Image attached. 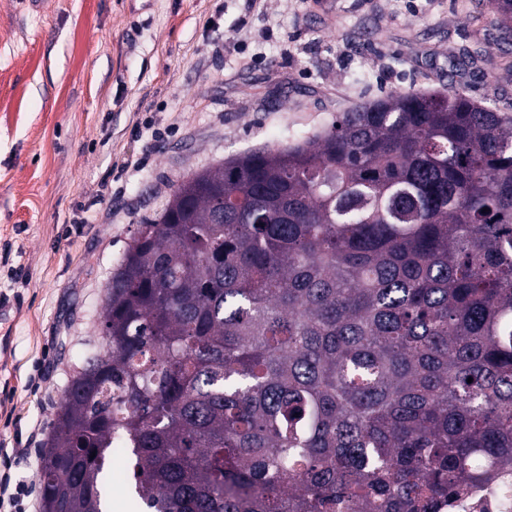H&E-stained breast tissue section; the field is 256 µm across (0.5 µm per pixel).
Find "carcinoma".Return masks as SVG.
Here are the masks:
<instances>
[{
    "label": "carcinoma",
    "instance_id": "cac0c4a2",
    "mask_svg": "<svg viewBox=\"0 0 512 512\" xmlns=\"http://www.w3.org/2000/svg\"><path fill=\"white\" fill-rule=\"evenodd\" d=\"M102 336L43 512H112L116 435L132 512H432L512 462V113L395 91L180 180Z\"/></svg>",
    "mask_w": 512,
    "mask_h": 512
}]
</instances>
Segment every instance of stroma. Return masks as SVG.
I'll return each mask as SVG.
<instances>
[{
  "mask_svg": "<svg viewBox=\"0 0 512 512\" xmlns=\"http://www.w3.org/2000/svg\"><path fill=\"white\" fill-rule=\"evenodd\" d=\"M452 86L512 112L489 0H0V466L30 512L23 451L102 353L105 287L173 184Z\"/></svg>",
  "mask_w": 512,
  "mask_h": 512,
  "instance_id": "stroma-1",
  "label": "stroma"
}]
</instances>
